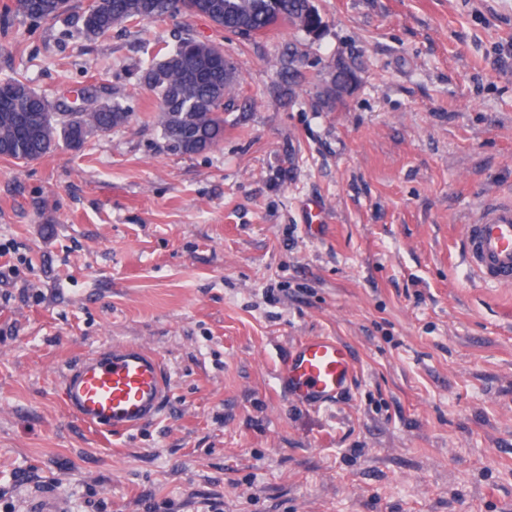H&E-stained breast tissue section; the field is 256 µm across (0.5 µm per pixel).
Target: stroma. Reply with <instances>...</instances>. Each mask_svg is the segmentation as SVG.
Masks as SVG:
<instances>
[{"instance_id":"35a3bbf8","label":"stroma","mask_w":512,"mask_h":512,"mask_svg":"<svg viewBox=\"0 0 512 512\" xmlns=\"http://www.w3.org/2000/svg\"><path fill=\"white\" fill-rule=\"evenodd\" d=\"M314 4L316 36L0 24V79L131 114L0 158V512H512V288L461 258L482 202H512V0ZM184 37L223 43L240 82L201 155L167 148L139 83ZM339 58L359 81L330 111ZM306 336L354 364L328 408L279 388ZM122 342L159 355L170 399L103 435L62 374Z\"/></svg>"}]
</instances>
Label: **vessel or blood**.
<instances>
[{"instance_id": "vessel-or-blood-1", "label": "vessel or blood", "mask_w": 512, "mask_h": 512, "mask_svg": "<svg viewBox=\"0 0 512 512\" xmlns=\"http://www.w3.org/2000/svg\"><path fill=\"white\" fill-rule=\"evenodd\" d=\"M463 257L484 284L512 285V204L493 201L464 228ZM284 394L312 408L335 403L353 379L352 359L332 336L300 341L277 374ZM65 407L89 427L129 432L158 418L171 393L161 359L137 343L100 347L62 377Z\"/></svg>"}]
</instances>
